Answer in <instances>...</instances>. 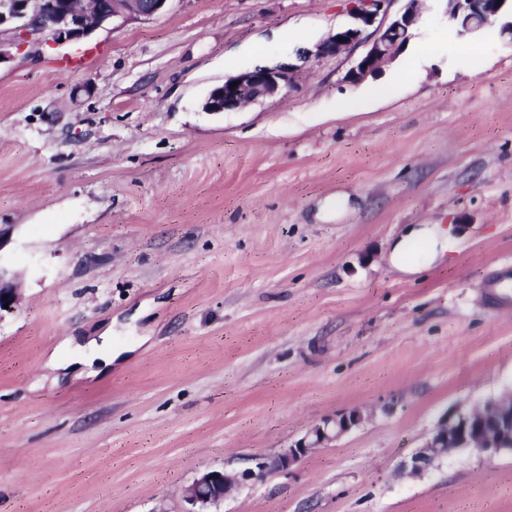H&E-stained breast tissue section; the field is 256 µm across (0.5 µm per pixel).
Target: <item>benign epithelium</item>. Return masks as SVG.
Returning a JSON list of instances; mask_svg holds the SVG:
<instances>
[{
    "instance_id": "1",
    "label": "benign epithelium",
    "mask_w": 512,
    "mask_h": 512,
    "mask_svg": "<svg viewBox=\"0 0 512 512\" xmlns=\"http://www.w3.org/2000/svg\"><path fill=\"white\" fill-rule=\"evenodd\" d=\"M169 0H0V26L17 23V39L23 43L45 39L55 45L81 42L96 30L106 29L117 20L150 18L163 14ZM386 0H352L353 22L316 45L318 58L335 57L367 43L369 48L345 78L357 81L380 68L394 56L409 31L416 25L420 0H406L404 11L389 22L377 21ZM507 0H488L483 9L473 0H447L448 19L461 38H473L483 27L498 20ZM375 26L371 34L366 29ZM293 67L281 64L256 68L224 79L203 102V110L219 114L260 99L272 98L287 89ZM355 412L334 422L314 426L298 443L285 449L271 461L255 458V469L240 475L223 470H206L182 489L192 512H210V508L234 494L242 480L261 477L267 471L285 470L303 455L337 440L358 423ZM471 448L489 456L512 453V394L490 399L457 415L439 427L426 442L425 450L412 458V470L428 467L435 455L453 449Z\"/></svg>"
}]
</instances>
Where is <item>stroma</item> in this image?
<instances>
[{"mask_svg": "<svg viewBox=\"0 0 512 512\" xmlns=\"http://www.w3.org/2000/svg\"><path fill=\"white\" fill-rule=\"evenodd\" d=\"M351 0H170L80 46L0 29V512H187L324 420L361 422L219 512H512V454L408 463L512 392V37L421 0L356 83ZM93 52L86 65L67 59ZM288 90L201 103L255 61ZM445 250L404 271L413 227Z\"/></svg>", "mask_w": 512, "mask_h": 512, "instance_id": "obj_1", "label": "stroma"}]
</instances>
